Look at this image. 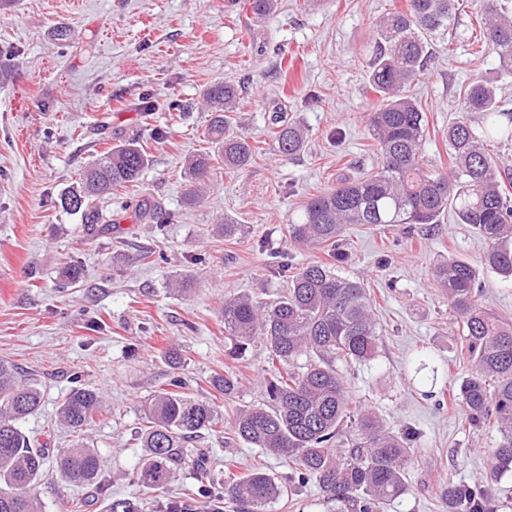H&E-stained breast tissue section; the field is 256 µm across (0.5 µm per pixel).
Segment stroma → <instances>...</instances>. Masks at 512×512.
<instances>
[{
	"label": "stroma",
	"mask_w": 512,
	"mask_h": 512,
	"mask_svg": "<svg viewBox=\"0 0 512 512\" xmlns=\"http://www.w3.org/2000/svg\"><path fill=\"white\" fill-rule=\"evenodd\" d=\"M404 3L277 0L258 22L248 0H13L0 8V359L40 388L42 406L22 428L48 448L72 441L56 409L74 378L103 397L86 440L104 461V490L65 484L47 467L36 488L45 512H68L75 501L82 512H106L117 498L139 501L142 512H177L186 475L154 494L134 479L143 453L138 408L173 377L227 417L262 401L267 349L258 340L244 361L226 356L224 301L269 299L285 288L270 271L271 250L296 267L326 259L325 250L291 246L288 221L308 197L374 170L369 59L377 21ZM482 8V0H458L411 86L425 116L421 157L430 171L448 168V125L460 115L463 86H496L500 122L512 126V75L478 50ZM59 25L71 29L68 42L55 39ZM216 82L237 86L236 123L256 152L240 172L213 161L200 200L189 206L184 160L210 148L201 94ZM275 111L306 128V146L294 157L272 145ZM127 140L151 163L138 186L98 200L103 221L86 230L59 198L85 165ZM147 198L176 222L141 220L136 205ZM224 218L238 224L234 236L224 235ZM347 243L352 256L339 272L375 295L382 343L374 360L339 370L353 399L388 427L418 432L409 490L382 512H449L440 491L448 479L483 486L495 500L512 497V472L485 480L496 429L471 427L455 398L467 362L431 269L448 257L478 266L483 299L509 321L512 281L482 268L484 242L451 213L438 224H354ZM72 260L84 267L75 286L60 276ZM177 278L186 290L171 289ZM171 346L180 367L165 359ZM423 354L438 370L432 388L415 378ZM228 370L242 381L229 399L211 384ZM198 445L210 451L216 487L228 457L240 475L260 466L284 482L291 473L285 460L225 444L220 425Z\"/></svg>",
	"instance_id": "1"
}]
</instances>
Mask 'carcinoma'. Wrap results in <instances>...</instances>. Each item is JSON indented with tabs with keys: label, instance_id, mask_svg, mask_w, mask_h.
Segmentation results:
<instances>
[{
	"label": "carcinoma",
	"instance_id": "cac0c4a2",
	"mask_svg": "<svg viewBox=\"0 0 512 512\" xmlns=\"http://www.w3.org/2000/svg\"><path fill=\"white\" fill-rule=\"evenodd\" d=\"M455 0H406L377 26L369 83L378 96L369 126L377 143L380 164L355 180H346L314 195L289 220L290 243L328 249V260L296 270L281 261L275 268L287 288L272 301L242 295L224 301V331L230 340L228 357L243 360L259 336L269 349L271 376L265 403L235 411L228 422L226 442H244L292 462V483H314L322 496L346 512H380L403 495L414 456L409 433H394L379 416L353 404L340 363L367 362L376 357L381 332L370 291L341 276L336 264L345 252L336 250L349 224H438L453 211L487 245L485 265L512 278V199L504 177L484 146L502 132L496 88L487 81L468 84L460 96L462 116L448 125L449 167L427 171L421 165L425 136L424 114L408 94L424 69L427 36L448 27ZM481 47L492 51L499 69L512 72V16L488 8L481 19ZM212 112L208 128L213 154L191 155L186 170L192 188L185 201H199V177L218 158L224 166H249L255 146L234 131L238 91L221 83L203 92ZM479 115L481 131L472 125ZM271 134L285 157L299 154L306 130L301 123L275 111ZM150 156L135 142H122L98 156L84 170L81 182L61 198L63 210L80 216L91 227L102 215L94 197L112 193L141 180ZM145 218L161 215L174 220L156 201L139 204ZM431 276L448 299L469 364L456 399L471 425L496 426L499 440L490 449L492 479L512 471V322L486 308L480 299L478 269L448 258L434 265ZM224 397L237 393L236 374L211 379ZM185 381L170 380L141 406L139 433L144 453L135 480L146 492L167 488L176 474L188 470L197 494H209L210 458L192 444L215 427L219 412L212 403L184 392ZM42 394L34 382L18 379L15 368L0 360V512H40L35 489L45 474L49 448L25 433L20 422L41 407ZM102 397L76 377L57 409L59 421L81 431L94 423ZM56 471L66 482L102 488V461L97 450L78 439L56 451ZM288 493L270 474L253 469L224 483L223 498L236 512H267ZM456 512H495L489 497L464 480L444 488Z\"/></svg>",
	"mask_w": 512,
	"mask_h": 512
}]
</instances>
